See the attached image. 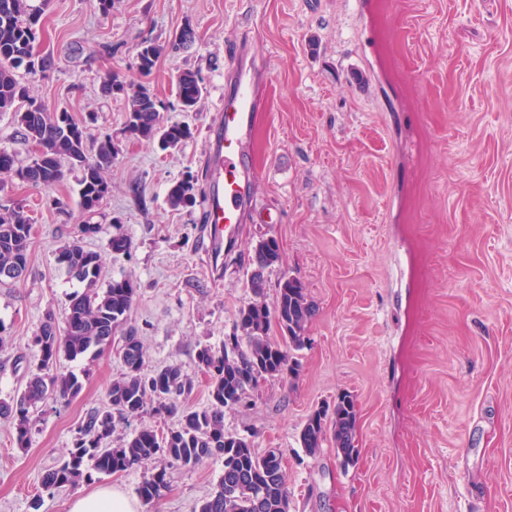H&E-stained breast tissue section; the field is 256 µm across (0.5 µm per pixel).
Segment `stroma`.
Masks as SVG:
<instances>
[{
    "label": "stroma",
    "mask_w": 512,
    "mask_h": 512,
    "mask_svg": "<svg viewBox=\"0 0 512 512\" xmlns=\"http://www.w3.org/2000/svg\"><path fill=\"white\" fill-rule=\"evenodd\" d=\"M41 11L33 51L53 67L26 76L48 110L69 112L90 146L111 136V191L96 214L79 205V170L50 189L0 173V204H25L34 244L25 274L0 286V399L22 389L33 338L47 312L63 317L74 289L57 249L84 239L109 276H132L128 313L148 369L178 366L194 383L189 404L208 406L209 376L196 351L220 348L249 302L248 258L276 238L283 271L307 287L316 313L295 382L261 381L225 410L226 432L257 453H283L290 512H512V0H26ZM194 45L167 43L184 27ZM249 39L269 66L253 160L257 207L214 278L201 207L175 208L168 189L202 174L204 141L224 94V49ZM164 52L140 78L136 47ZM199 71L206 91L181 111L176 80ZM144 81L164 122L193 136L162 152L123 133L127 102L107 75ZM66 200L59 211L52 198ZM131 241L112 256V234ZM83 375L81 393L48 401L19 447L0 418V512H68L75 493L102 487L139 512H195L217 490L219 457L168 469L158 499L139 498L153 466L95 476L47 492L45 470L69 448L86 415L124 371L116 349L61 359ZM350 392L358 409L355 462L331 446L299 442L308 415Z\"/></svg>",
    "instance_id": "stroma-1"
}]
</instances>
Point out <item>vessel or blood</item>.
<instances>
[{
  "label": "vessel or blood",
  "instance_id": "vessel-or-blood-1",
  "mask_svg": "<svg viewBox=\"0 0 512 512\" xmlns=\"http://www.w3.org/2000/svg\"><path fill=\"white\" fill-rule=\"evenodd\" d=\"M224 95L205 139L207 189L203 202L209 226L207 251L211 270H218L224 246L239 234L254 205L257 171L252 148L261 92L268 69L253 57L249 42L225 49Z\"/></svg>",
  "mask_w": 512,
  "mask_h": 512
}]
</instances>
